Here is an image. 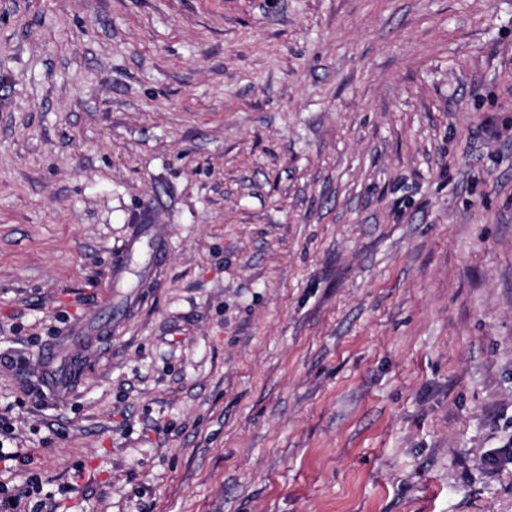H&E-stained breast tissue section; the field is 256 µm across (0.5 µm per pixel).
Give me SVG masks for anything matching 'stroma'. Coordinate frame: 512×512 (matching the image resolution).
Wrapping results in <instances>:
<instances>
[{
    "instance_id": "stroma-1",
    "label": "stroma",
    "mask_w": 512,
    "mask_h": 512,
    "mask_svg": "<svg viewBox=\"0 0 512 512\" xmlns=\"http://www.w3.org/2000/svg\"><path fill=\"white\" fill-rule=\"evenodd\" d=\"M0 424L28 512H512V0H0ZM143 237H148L153 252H159L163 255V228L161 224H138L136 232L132 234L122 249V252L114 259L112 266L109 269V284L112 286V281L120 279L125 269L124 260L126 255L133 252L138 243L141 242Z\"/></svg>"
}]
</instances>
